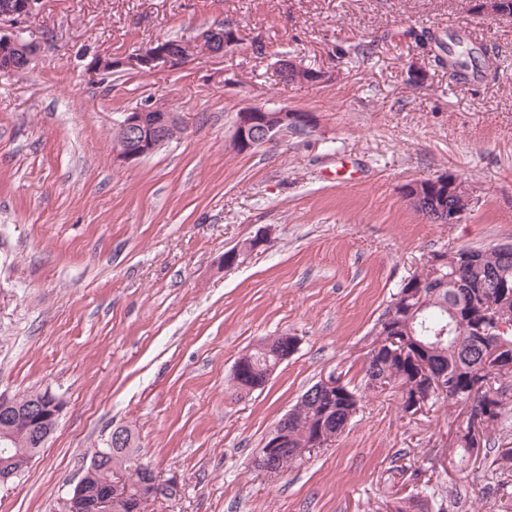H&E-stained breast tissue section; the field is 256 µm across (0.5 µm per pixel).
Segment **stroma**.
Instances as JSON below:
<instances>
[{
  "label": "stroma",
  "mask_w": 512,
  "mask_h": 512,
  "mask_svg": "<svg viewBox=\"0 0 512 512\" xmlns=\"http://www.w3.org/2000/svg\"><path fill=\"white\" fill-rule=\"evenodd\" d=\"M217 23L236 40L220 60L86 70ZM421 29L433 39L419 46ZM463 31L495 65L466 81L443 63ZM24 36L41 47L29 69L0 73V394L49 390L66 409L0 486V512H65L118 426L183 479L150 512H385L424 495L443 512H512V472L457 446L466 404L411 415L364 379L405 278L439 252L512 243V15L471 0H41ZM284 52L330 79L283 81ZM148 101L181 134L115 164L119 121ZM250 105L312 113L316 130L234 152ZM442 174L472 196L453 224L402 195ZM284 334L294 354L237 395L238 358ZM333 372L361 389L356 416L267 482L253 461L269 432Z\"/></svg>",
  "instance_id": "obj_1"
}]
</instances>
